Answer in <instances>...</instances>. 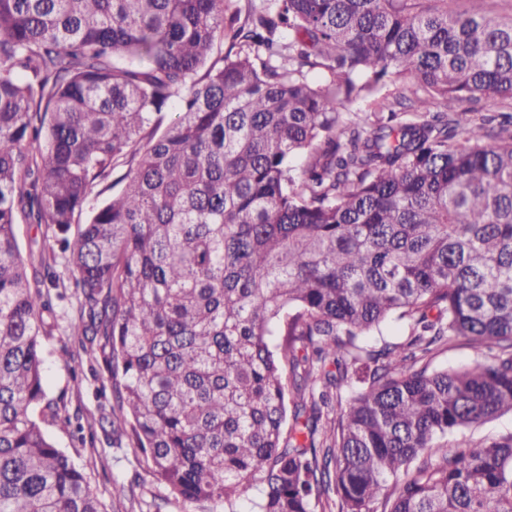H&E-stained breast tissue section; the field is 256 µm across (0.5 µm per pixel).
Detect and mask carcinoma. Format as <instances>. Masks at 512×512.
<instances>
[{
    "mask_svg": "<svg viewBox=\"0 0 512 512\" xmlns=\"http://www.w3.org/2000/svg\"><path fill=\"white\" fill-rule=\"evenodd\" d=\"M226 2L0 0V512H102L47 431L95 441L48 397L60 329L156 512H512V433L455 441L512 413V133L462 107L512 100V17ZM390 76L413 111H346ZM15 234L20 253L26 263L38 258V247L49 242L51 233L44 225L29 224L22 216H19L15 224ZM473 351L463 342H457L454 346L444 350L433 359L430 369H446L467 365L473 362Z\"/></svg>",
    "mask_w": 512,
    "mask_h": 512,
    "instance_id": "cac0c4a2",
    "label": "carcinoma"
}]
</instances>
